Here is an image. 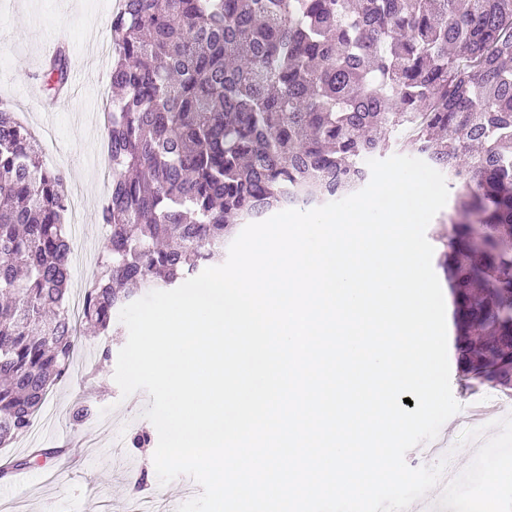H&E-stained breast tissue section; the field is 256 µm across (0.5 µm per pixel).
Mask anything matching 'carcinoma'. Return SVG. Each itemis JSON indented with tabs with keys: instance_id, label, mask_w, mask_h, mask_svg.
<instances>
[{
	"instance_id": "1",
	"label": "carcinoma",
	"mask_w": 512,
	"mask_h": 512,
	"mask_svg": "<svg viewBox=\"0 0 512 512\" xmlns=\"http://www.w3.org/2000/svg\"><path fill=\"white\" fill-rule=\"evenodd\" d=\"M82 321L108 332L144 288L218 262L231 230L365 183L416 153L455 188L438 258L460 373L512 392V0H119ZM61 49L47 89L68 81ZM0 109V445L25 435L77 345L65 176ZM96 413L77 399L71 421Z\"/></svg>"
}]
</instances>
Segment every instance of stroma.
<instances>
[{
    "mask_svg": "<svg viewBox=\"0 0 512 512\" xmlns=\"http://www.w3.org/2000/svg\"><path fill=\"white\" fill-rule=\"evenodd\" d=\"M116 0H0V106L18 113L32 132L43 135V164L59 170L68 181L85 188L77 234L83 246L72 273V287L91 282L95 271L91 256L104 252L107 234L97 219L110 188L94 177L95 165L104 163L103 131L94 129L88 116L102 103L100 73L112 70L111 61L96 63L85 34L98 30L110 36L107 15ZM65 49L70 67L85 65L89 81L56 108L45 109L49 98L44 64L57 49ZM113 336L85 334L75 352L65 380L49 393L37 418L38 430L0 447V466L24 461L25 481L14 473L0 476V512H126L131 492L160 505H181L197 496L199 486L181 476L160 485L154 467L145 463L146 449L129 447L130 438L151 431L143 411L152 399L145 391L122 397L113 379L116 362L101 360L103 347L116 353L125 345L128 330L117 324ZM454 398L462 409L448 425V434L460 439L474 425L472 404L483 402L484 389L466 386L458 370H451ZM93 392L97 397L95 419L76 425L70 419L77 396ZM72 439V454L79 459L70 467L66 458L52 456L54 441L41 435L44 427ZM125 441L122 457L112 455L113 439Z\"/></svg>",
    "mask_w": 512,
    "mask_h": 512,
    "instance_id": "1",
    "label": "stroma"
}]
</instances>
